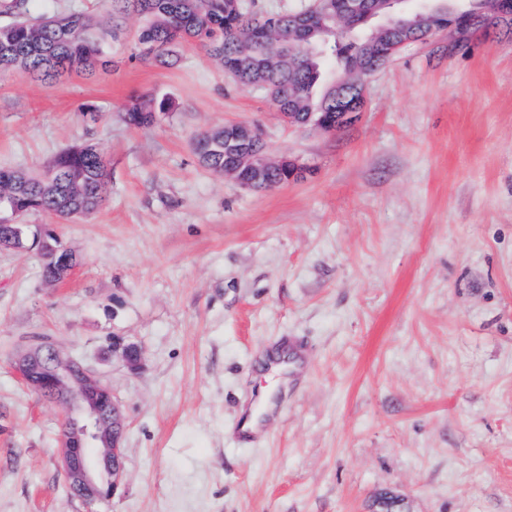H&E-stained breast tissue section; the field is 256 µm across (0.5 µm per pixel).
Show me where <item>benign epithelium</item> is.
Listing matches in <instances>:
<instances>
[{
  "label": "benign epithelium",
  "instance_id": "benign-epithelium-1",
  "mask_svg": "<svg viewBox=\"0 0 512 512\" xmlns=\"http://www.w3.org/2000/svg\"><path fill=\"white\" fill-rule=\"evenodd\" d=\"M406 12L402 0H384L355 22L363 21L376 33L395 28V18ZM492 20L512 24V0H492ZM360 112L354 106L336 113V121H310L325 131L335 132L355 123ZM224 149L237 158L241 167L262 168L288 162L291 180H301L307 169L283 156L268 160L260 130L249 124L237 129L224 128ZM112 353L119 354L125 365L136 370L141 352L134 343H112ZM14 365L25 384L49 392L66 406L62 416L63 434L61 469L77 498L90 505L115 495L124 476L123 435L126 428L122 407L98 377L84 364L64 355L48 336L25 344L14 357Z\"/></svg>",
  "mask_w": 512,
  "mask_h": 512
}]
</instances>
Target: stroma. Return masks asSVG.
<instances>
[{
    "label": "stroma",
    "mask_w": 512,
    "mask_h": 512,
    "mask_svg": "<svg viewBox=\"0 0 512 512\" xmlns=\"http://www.w3.org/2000/svg\"><path fill=\"white\" fill-rule=\"evenodd\" d=\"M29 8L89 15L112 65L0 74V168L41 173L89 142L110 178L91 214L25 218L77 255L62 282L37 247L0 250V512H86L60 468L61 405L13 367L33 336L122 404L124 482L97 512H379L386 492L407 512H512V38L406 46L328 133L285 123L199 46L134 59L148 20L106 37L112 0ZM143 95L171 103L148 130L120 114ZM242 122L309 174L258 192L201 167L195 138ZM282 346L288 388L240 439Z\"/></svg>",
    "instance_id": "obj_1"
}]
</instances>
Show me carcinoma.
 <instances>
[{
    "label": "carcinoma",
    "instance_id": "1",
    "mask_svg": "<svg viewBox=\"0 0 512 512\" xmlns=\"http://www.w3.org/2000/svg\"><path fill=\"white\" fill-rule=\"evenodd\" d=\"M3 13L12 17L0 25V72L23 68L47 80L64 73H90L106 67L98 42L87 36L92 19L80 12L58 17H31L28 0H3ZM129 14L150 18L135 41V56L161 65L176 61L179 47L193 43L204 48L225 68L236 70V81L242 85L259 82L275 91V105L281 112H297L306 121L312 112L336 111V94H348L356 83L379 71L398 52L402 39L426 41L429 27L417 25L403 31L394 29L379 37L371 46L353 41L341 28L329 36L330 55L314 56L307 45L319 35H310L299 13L275 16V26L262 44L253 41V32L264 14L242 2L231 0H112V24L106 35L122 36V19ZM489 35L498 31L512 35L481 17L465 23L464 42L476 32ZM334 62V79L326 81L324 63ZM168 101L137 99L124 110L125 122L138 129L156 124L155 117L166 114ZM194 152L203 168L224 173L233 157L224 153V129L195 140ZM240 176L253 182L257 191L288 183V166L261 171H241ZM108 163L91 144L70 149L53 162L46 178L29 176L11 169H0V226L10 223L19 213L41 212L49 217L67 218L73 214H89L104 201ZM45 238L55 255L45 261L44 279L52 282L56 266L68 249L52 232Z\"/></svg>",
    "mask_w": 512,
    "mask_h": 512
}]
</instances>
